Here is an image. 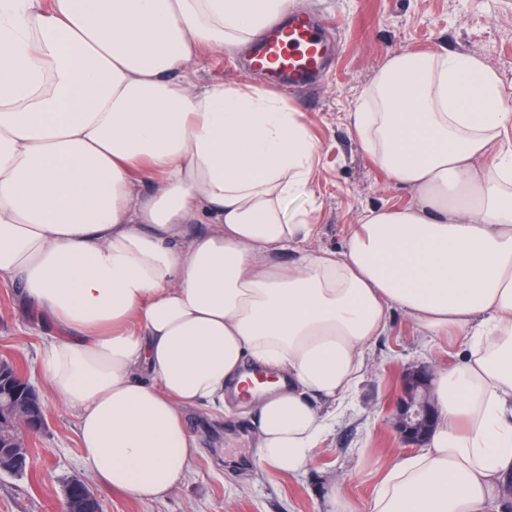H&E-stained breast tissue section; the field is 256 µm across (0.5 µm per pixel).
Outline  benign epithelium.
Masks as SVG:
<instances>
[{
	"instance_id": "7a95c632",
	"label": "benign epithelium",
	"mask_w": 512,
	"mask_h": 512,
	"mask_svg": "<svg viewBox=\"0 0 512 512\" xmlns=\"http://www.w3.org/2000/svg\"><path fill=\"white\" fill-rule=\"evenodd\" d=\"M431 375L432 371L425 366H413L403 372L392 416L393 428L405 445H423L433 426L435 409L424 396ZM8 419L12 427L28 432L43 425L34 420L32 409L21 402L11 407ZM0 458L17 467L30 464L28 448L20 443L11 448H0ZM60 512H102V506L92 486L81 478H74L63 486Z\"/></svg>"
}]
</instances>
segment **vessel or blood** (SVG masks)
Here are the masks:
<instances>
[{
	"mask_svg": "<svg viewBox=\"0 0 512 512\" xmlns=\"http://www.w3.org/2000/svg\"><path fill=\"white\" fill-rule=\"evenodd\" d=\"M328 44L309 16L295 13L287 24H275L255 41L250 56L253 70L265 74L282 91L310 84L324 70Z\"/></svg>",
	"mask_w": 512,
	"mask_h": 512,
	"instance_id": "vessel-or-blood-1",
	"label": "vessel or blood"
}]
</instances>
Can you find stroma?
I'll return each mask as SVG.
<instances>
[{"label": "stroma", "mask_w": 512, "mask_h": 512, "mask_svg": "<svg viewBox=\"0 0 512 512\" xmlns=\"http://www.w3.org/2000/svg\"><path fill=\"white\" fill-rule=\"evenodd\" d=\"M294 11L319 13L338 29L339 43L328 76L315 89L285 94L303 112L320 162L314 191L319 210L310 250L340 249L370 206L404 205L410 194L392 183L363 150L347 114L389 56L402 51L448 50L483 59L512 95V0H296ZM198 83L262 84L263 77L236 66L229 50L208 49L194 64ZM50 328L33 327L15 302L9 280H0V361L16 365L35 384L46 406L43 428L30 436V468L18 478L0 472V512H57L65 479L87 477L77 419L44 384L41 346ZM456 345L419 336L407 318L393 312L389 332L367 352L368 367L352 396L330 419L325 439L299 471L252 472L250 417L238 414L203 434L194 470L170 495L143 501L97 487L104 512H330V493L343 485L353 502L375 492L390 454L405 453L392 430L389 404L403 369L447 367Z\"/></svg>", "instance_id": "obj_1"}]
</instances>
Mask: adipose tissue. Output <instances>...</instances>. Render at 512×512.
Here are the masks:
<instances>
[{"label":"adipose tissue","mask_w":512,"mask_h":512,"mask_svg":"<svg viewBox=\"0 0 512 512\" xmlns=\"http://www.w3.org/2000/svg\"><path fill=\"white\" fill-rule=\"evenodd\" d=\"M290 0H0V278L57 333L42 377L94 479L156 500L193 470L188 410L251 407L254 468L293 473L401 311L460 342L419 452L365 506L487 512L512 474V101L475 56L401 52L348 114L412 195L306 251L319 145L301 112L203 86Z\"/></svg>","instance_id":"adipose-tissue-1"}]
</instances>
